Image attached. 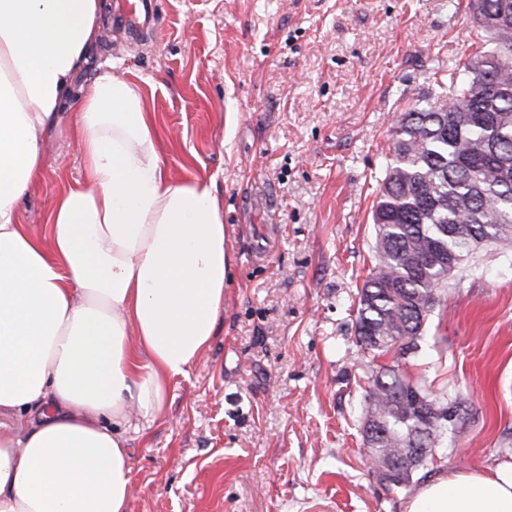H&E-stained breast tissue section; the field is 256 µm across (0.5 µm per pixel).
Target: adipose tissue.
Instances as JSON below:
<instances>
[{
	"label": "adipose tissue",
	"mask_w": 512,
	"mask_h": 512,
	"mask_svg": "<svg viewBox=\"0 0 512 512\" xmlns=\"http://www.w3.org/2000/svg\"><path fill=\"white\" fill-rule=\"evenodd\" d=\"M102 10L0 0V512H128L130 414L164 413L224 311L214 180L169 174L135 82L73 94ZM66 106L84 175L37 237L18 205ZM405 512H512V460L432 479Z\"/></svg>",
	"instance_id": "adipose-tissue-1"
}]
</instances>
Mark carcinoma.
<instances>
[{"mask_svg":"<svg viewBox=\"0 0 512 512\" xmlns=\"http://www.w3.org/2000/svg\"><path fill=\"white\" fill-rule=\"evenodd\" d=\"M482 44L465 61L433 69L434 89L400 113L372 211L374 267L358 291L356 335L372 368L362 418L377 417L370 460L379 469L401 455L424 430L439 441L448 433V408L430 390L396 373L398 359L417 352L434 312L438 291L453 270L484 245L512 236V31L498 20L512 0H470ZM436 248L439 264L424 261ZM394 351L397 361L375 365ZM435 411L423 421L414 406ZM424 466L384 479L410 487Z\"/></svg>","mask_w":512,"mask_h":512,"instance_id":"cac0c4a2","label":"carcinoma"}]
</instances>
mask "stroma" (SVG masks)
Here are the masks:
<instances>
[{"label":"stroma","instance_id":"35a3bbf8","mask_svg":"<svg viewBox=\"0 0 512 512\" xmlns=\"http://www.w3.org/2000/svg\"><path fill=\"white\" fill-rule=\"evenodd\" d=\"M157 3L151 42L104 22L74 90L106 67L139 84L169 173L214 178L232 264L209 349L128 435V512H404L364 451L358 291L383 149L435 59L475 50L469 0ZM74 121L62 109L20 202L34 235L83 175ZM401 365L464 411L416 484L512 457V242L449 275Z\"/></svg>","mask_w":512,"mask_h":512}]
</instances>
